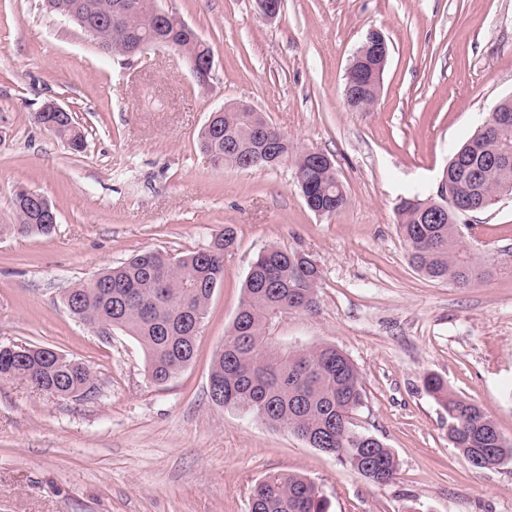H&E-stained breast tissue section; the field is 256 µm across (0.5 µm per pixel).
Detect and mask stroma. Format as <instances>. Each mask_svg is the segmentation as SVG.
<instances>
[{
	"mask_svg": "<svg viewBox=\"0 0 512 512\" xmlns=\"http://www.w3.org/2000/svg\"><path fill=\"white\" fill-rule=\"evenodd\" d=\"M214 55L208 86L172 51L104 54L43 0H0V347L39 346L89 365L96 396L65 401L0 382V512H249L266 474L306 476L327 512H512V462L472 466L425 392L436 374L512 439V195L468 215L467 242L490 278H427L397 228L402 199L435 192L453 153L512 96V0H158ZM390 54L373 111L345 103V72L369 30ZM73 115L83 153L37 125L47 101ZM244 103L299 148L329 156L347 205L319 216L285 166L212 168L198 145L211 113ZM25 187L55 207L48 237L11 232ZM236 244L191 363L151 382L138 341L79 323L63 296L133 255ZM308 254L318 310L271 336L336 345L358 367L355 415L398 459L370 483L334 456L213 403L209 373L258 253Z\"/></svg>",
	"mask_w": 512,
	"mask_h": 512,
	"instance_id": "1",
	"label": "stroma"
}]
</instances>
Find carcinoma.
<instances>
[{"mask_svg": "<svg viewBox=\"0 0 512 512\" xmlns=\"http://www.w3.org/2000/svg\"><path fill=\"white\" fill-rule=\"evenodd\" d=\"M46 9L60 14L70 5L76 10L70 21L87 22L100 30L97 43L107 52L124 56L127 47L142 40L156 26L150 13L128 17L120 36L110 25L113 11L122 0H44ZM169 34L185 55L205 57L211 48L189 26L180 25L169 13ZM34 122L65 140L75 153L85 149L86 138L73 126L71 117L58 112H36ZM287 143V162L298 178L307 182L301 191L309 196L306 206L315 214L332 215L348 203L335 167H314L306 151L289 144L261 112L218 113L198 135L202 152L216 168L234 165L255 153L260 140ZM484 153H512V125L476 133ZM481 156L470 144L451 158V169L476 166ZM512 193V166L486 168L474 186L454 182L450 195L460 207L477 198L487 208L497 196ZM428 197L405 199L397 208V224L409 246V261L435 281L465 288L491 275L464 242L454 212L434 219ZM16 224L4 229L19 234L50 236L56 223L45 213L31 209L28 198L15 195ZM231 227L217 236L206 251L173 256L160 251L137 254L127 261L102 269L93 279L76 285L65 295L68 310L95 329H119L135 337L146 353V370L152 379L165 383L194 357L195 340L214 290L224 279V252L234 246ZM321 281L318 265L309 255L271 246L253 262L244 284V298L224 346L213 361L210 380L220 386L222 406L285 428L312 448H342L337 460L350 466L370 482L384 485L397 473L396 456L375 436L357 429L354 416L362 406L364 389L358 367L333 345L274 346L269 342L272 326L290 312L311 313L317 308ZM22 379L39 391L58 399L73 392L98 390L94 376L84 363L46 347L0 348V379ZM426 392L448 416V438L474 467L475 460L512 462V441L501 436L493 420L474 402L448 389L444 380L429 374ZM250 512H326V501L309 479L289 473H271L257 482L250 496Z\"/></svg>", "mask_w": 512, "mask_h": 512, "instance_id": "obj_1", "label": "carcinoma"}]
</instances>
